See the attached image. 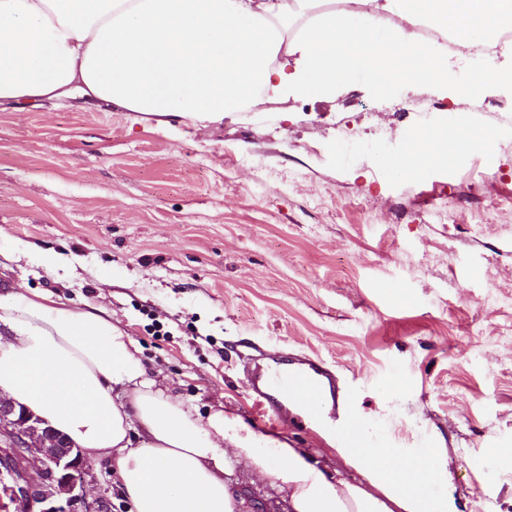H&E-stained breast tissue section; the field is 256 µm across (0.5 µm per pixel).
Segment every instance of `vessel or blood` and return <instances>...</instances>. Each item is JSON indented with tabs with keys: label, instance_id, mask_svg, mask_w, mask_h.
I'll return each instance as SVG.
<instances>
[{
	"label": "vessel or blood",
	"instance_id": "b4317fda",
	"mask_svg": "<svg viewBox=\"0 0 512 512\" xmlns=\"http://www.w3.org/2000/svg\"><path fill=\"white\" fill-rule=\"evenodd\" d=\"M250 384L256 396L266 404H273L279 397H295L310 414L320 415L328 406H335L336 419L333 427L339 438L357 448L369 447L370 442L361 433L345 427L347 404L336 390L334 379L317 362L308 360L291 364L282 374L268 371L255 372Z\"/></svg>",
	"mask_w": 512,
	"mask_h": 512
}]
</instances>
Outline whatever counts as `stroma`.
<instances>
[{
  "instance_id": "1",
  "label": "stroma",
  "mask_w": 512,
  "mask_h": 512,
  "mask_svg": "<svg viewBox=\"0 0 512 512\" xmlns=\"http://www.w3.org/2000/svg\"><path fill=\"white\" fill-rule=\"evenodd\" d=\"M482 102L457 121L449 95L360 74L217 122L2 104L0 296L99 307L171 397L304 448L327 442L258 408L247 369L321 361L370 432L447 448L460 512H512V468L486 454L512 448V83ZM462 125L496 130L495 149L384 166L417 131ZM233 480L288 512L251 470Z\"/></svg>"
}]
</instances>
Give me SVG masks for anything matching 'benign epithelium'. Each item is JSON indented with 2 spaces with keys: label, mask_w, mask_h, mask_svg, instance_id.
I'll return each mask as SVG.
<instances>
[{
  "label": "benign epithelium",
  "mask_w": 512,
  "mask_h": 512,
  "mask_svg": "<svg viewBox=\"0 0 512 512\" xmlns=\"http://www.w3.org/2000/svg\"><path fill=\"white\" fill-rule=\"evenodd\" d=\"M39 453L35 472L29 454ZM16 467L0 470V512L21 503L29 512H112L108 490L87 496L90 467L76 445L22 406L0 397V457Z\"/></svg>",
  "instance_id": "obj_1"
}]
</instances>
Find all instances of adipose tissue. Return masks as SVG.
I'll list each match as a JSON object with an SVG mask.
<instances>
[{"mask_svg": "<svg viewBox=\"0 0 512 512\" xmlns=\"http://www.w3.org/2000/svg\"><path fill=\"white\" fill-rule=\"evenodd\" d=\"M399 23H392L390 15ZM467 47L512 31V0H0V104L54 99L91 108L222 119L288 95L327 94L367 73L384 92L453 86L473 109L505 73L479 64L450 82L448 56L421 29ZM496 136L417 135L397 173ZM0 396L68 436L86 460L106 461L133 512H240L229 476L248 466L275 483L289 512H456L419 474L448 481V451L298 448L273 457L239 416H200L148 377L132 336L97 307L74 310L37 292L0 298ZM335 457V468L318 458ZM361 479L347 480L343 468Z\"/></svg>", "mask_w": 512, "mask_h": 512, "instance_id": "obj_1", "label": "adipose tissue"}]
</instances>
